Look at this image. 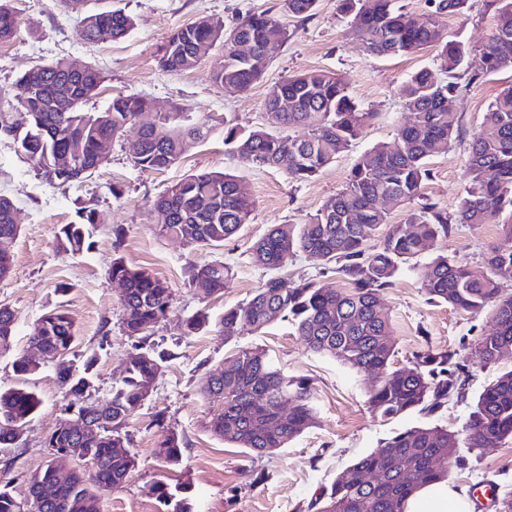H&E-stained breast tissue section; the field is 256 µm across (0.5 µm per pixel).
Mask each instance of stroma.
Masks as SVG:
<instances>
[{
	"mask_svg": "<svg viewBox=\"0 0 512 512\" xmlns=\"http://www.w3.org/2000/svg\"><path fill=\"white\" fill-rule=\"evenodd\" d=\"M17 31L0 42V110L7 109L15 83L30 67L59 57L95 65L104 82L86 111L104 110L117 94H139L152 99L156 111L172 106L200 116L232 120L240 126L264 125V102L288 76L312 70H330L348 78L357 97L378 117L354 140L348 151L317 176L304 182L289 181L283 171L255 169L240 164L226 153L222 136L190 148L176 165L144 170L133 163L136 128H128L113 141L106 163L91 176L66 186H52L21 157L9 139L0 138V194L17 207L19 236L8 245L13 266L0 279V305L9 306L17 319V334L8 351L0 350V388L19 384L34 390L41 405L14 452L0 459V483L18 501L28 498V479L43 468L48 457L44 439L62 417L65 393L51 364L27 378L17 377L12 363L27 353L28 335L45 309L64 304L78 326L74 345L77 356L96 354L95 396L104 398L115 378L136 351L134 340L119 328L121 289L107 278L115 257L128 265L148 269L167 283L173 306L167 320L158 325L151 344L172 351L164 363L144 406L134 418L130 449L137 463L123 488L99 497V512H161L152 487L155 483H185L190 487L194 512H307V503L336 474L356 458L377 448L394 432L421 425L419 415L386 420L373 416L366 405L371 377L355 375L330 357L306 348L292 328L274 320L260 332H243L227 343L218 329L187 336L181 324L198 311L219 315L225 307L248 300L265 278L264 269L251 259V248L275 224H306L324 201L344 186L357 157L377 143H393L398 128L407 122L401 87L408 75L435 66V53L376 57L368 55L339 15L336 0H318L308 19L285 12L282 0H90L92 10L121 8L135 26L124 38H109L89 45L76 31L74 14L56 0H13ZM268 11L280 17L292 33L276 51L262 78L244 92L215 85L212 70L223 57L214 46L194 69L164 70L160 50L179 27L200 16H209L232 27L243 16ZM446 31L469 45L486 41L494 14L485 0H470L466 15L444 19ZM512 84V67L486 77L482 85L468 89L452 102L460 117L461 135L447 155L433 160L432 178L423 187L432 201L455 211L465 196L464 176L473 133L481 126L493 96ZM202 171H229L237 175L243 191L254 203L249 224L223 246L212 249L211 258L231 266L234 277L223 296L205 297L189 285L184 267L190 253L180 239L159 235L152 204L167 187L184 176ZM94 200L104 221L91 229L93 247L78 255L55 249L62 225L74 221L75 203ZM499 240L497 218L487 223L455 225L439 238L435 250L448 253L467 265L475 277L486 275L484 257ZM386 313L396 342L394 361L408 365L414 354L428 349L458 352L469 378L466 400L449 403L438 417L439 425L461 430L468 414V400L500 369L512 368V351L497 364L481 366L475 344L493 326L491 311L470 314L448 305L427 301L414 271L402 270L393 288L384 295ZM259 346L291 375L311 377L317 389L316 423L288 447L263 456H246L235 445L214 437L206 428L208 404L199 393L202 379L234 347ZM175 429L186 446L180 465L172 467L159 456L164 428ZM262 471L266 481L249 486V471ZM449 479L461 487L500 486L512 489V443L483 457L465 455Z\"/></svg>",
	"mask_w": 512,
	"mask_h": 512,
	"instance_id": "35a3bbf8",
	"label": "stroma"
}]
</instances>
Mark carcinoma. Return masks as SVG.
<instances>
[{
    "label": "carcinoma",
    "mask_w": 512,
    "mask_h": 512,
    "mask_svg": "<svg viewBox=\"0 0 512 512\" xmlns=\"http://www.w3.org/2000/svg\"><path fill=\"white\" fill-rule=\"evenodd\" d=\"M77 15L78 34L86 44L99 41L103 32L125 37L134 26L132 16L120 9L84 10L89 0H59ZM317 0H284L285 10L296 16L312 15ZM433 9L418 19L397 5V0H337L339 14L371 56L413 54L433 47L437 67H424L402 86L407 123L399 127L393 144H378L353 164L344 188L329 197L309 224H277L252 249L254 263L271 271L242 303L224 308L211 320L206 312L189 317L186 335L198 334L215 324L224 340L236 339L248 328L260 331L274 319L288 322L310 350L334 358L350 371L375 374L367 395L370 412L382 418L419 414L434 418L461 401L466 394L465 365L457 353L427 350L411 365H394L396 344L383 303L402 267L418 256L424 245L448 236L452 223L483 224L488 216L508 212L500 225L499 243L486 253L489 273L476 278L455 257L438 253L417 269L425 294L478 314L493 307L494 327L476 343L486 365L512 348V295L499 294L497 278L512 272V86L501 89L488 105L480 129L472 135L466 179L469 190L458 203L456 217L424 196L432 161L448 153L460 135L457 113L444 102L483 78L512 67V0H487L495 23L486 42L478 47L444 33L441 18L464 15L469 0H431ZM17 29L11 0H0V42ZM292 32L279 17L254 12L240 19L229 32L224 23L202 16L176 29L162 48V68L178 72L195 68L217 42H223L224 60L213 71V82L223 88L249 90L261 77L249 59L234 48L243 38L255 52L280 48ZM479 57L480 68L469 65ZM102 73L88 64L72 68L67 58L38 64L16 81L11 111L0 112V136L9 138L17 155L41 172L46 181L64 186L90 176L106 162L102 144L120 138L138 123L152 102L138 94L118 95L102 112H85V103L98 93ZM69 91L67 99L60 89ZM268 124L246 129L224 120V147L251 168L284 170L291 181H306L347 151L374 121L378 112L363 105L347 79L331 71L315 70L285 79L265 100ZM306 133L294 136L290 131ZM218 129L212 119H193L179 107L158 112L139 128L140 149L134 156L141 169H162L180 162L193 145L211 138ZM416 203L405 221L394 224L374 247L368 243L387 223L388 211ZM254 204L241 195L234 175L200 172L169 186L154 203L159 234L174 236L196 253L219 247L250 223ZM17 208L0 195V239L19 235ZM77 220L60 228L57 251L76 255L93 247L88 226L101 222L92 200L76 203ZM300 252L317 265H335L334 272L349 288L315 279L292 280L278 273L282 257ZM188 283L204 285L205 294L221 296L232 273L219 260L203 256L184 269ZM108 278L123 282L121 332L136 340L140 351L131 356L108 394L112 412L91 419L78 436L54 429L50 446L72 448L75 458L90 463L89 470L70 472L56 481L50 465L34 474L29 494L55 485L38 512H97L100 493L123 487L136 465L128 449L129 427L145 404V384L154 381L171 352L146 346L151 331L171 312L168 285L144 269L129 266L121 257L112 260ZM37 334L29 342L62 352L55 365L56 378L65 389L66 406L83 407L95 390L97 356L81 365L69 358L78 335L76 321L58 305L37 320ZM16 316L0 305V350L12 346ZM210 407L207 430L215 437L264 455L300 437L317 420L316 388L311 379L288 375L262 348L242 347L211 370L201 386ZM40 405L37 394L24 386L0 389V454L16 447V434L32 420ZM465 437L437 425L405 429L384 440L336 474L329 488L310 499L311 512H405V503L417 489L445 480L450 465L461 461L460 449L480 457L512 442V369L502 371L483 386L471 406ZM170 466L179 465L183 437L173 430L159 442ZM189 487L157 483L153 487L164 512H192Z\"/></svg>",
    "instance_id": "cac0c4a2"
}]
</instances>
